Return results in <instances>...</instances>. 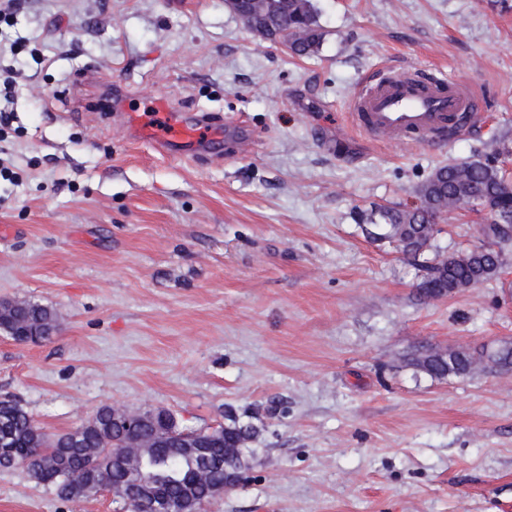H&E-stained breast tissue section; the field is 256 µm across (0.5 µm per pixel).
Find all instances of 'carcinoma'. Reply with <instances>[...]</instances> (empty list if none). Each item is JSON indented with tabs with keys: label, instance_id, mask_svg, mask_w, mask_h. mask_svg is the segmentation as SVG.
Instances as JSON below:
<instances>
[{
	"label": "carcinoma",
	"instance_id": "1",
	"mask_svg": "<svg viewBox=\"0 0 512 512\" xmlns=\"http://www.w3.org/2000/svg\"><path fill=\"white\" fill-rule=\"evenodd\" d=\"M238 9L247 16L248 27L267 39L288 43V50L303 57L319 50L322 33L317 24L315 0H239ZM476 205L494 210V218L512 222V185L499 169L489 163L469 162L445 165L435 169L419 191V204L406 209H389L381 214L388 230L384 237L392 239L402 253L417 260L430 247L439 219ZM499 235L493 226L479 225L481 245L461 254L418 264L423 271L421 290L428 297L442 296L463 288H473L493 279L502 267V259L486 248V238ZM56 321L53 308L27 301L15 311L1 332L22 343L38 342ZM482 349L469 350L450 362L437 352L423 348L412 359V365L435 378L469 374L471 361ZM109 407L99 408L93 425L83 431L49 434L39 427L24 407L10 398L0 399V434L11 436V453L0 458V468L11 469L31 463L37 467L32 477L53 486L59 497L87 499L99 493L100 486L120 485L124 472L118 460L112 459V440H120L122 430L107 419ZM223 435L199 439L213 459H222L224 440L244 435L249 441L259 436V429L243 423L233 413L226 415ZM196 464L186 457L156 458L150 469L160 483V491L177 501L192 476ZM224 482V470L210 472L209 479L195 489L194 510L213 497V488Z\"/></svg>",
	"mask_w": 512,
	"mask_h": 512
}]
</instances>
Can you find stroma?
I'll return each instance as SVG.
<instances>
[{
    "label": "stroma",
    "instance_id": "obj_1",
    "mask_svg": "<svg viewBox=\"0 0 512 512\" xmlns=\"http://www.w3.org/2000/svg\"><path fill=\"white\" fill-rule=\"evenodd\" d=\"M310 57L251 32L227 0H23L0 53V299L60 332L0 335V398L49 433L104 405L260 430L247 480L201 512H512V372L435 379L421 348L512 342V240L496 279L423 297L372 239L442 165L512 174V0H316ZM468 84L482 110L438 145L371 140L350 103L382 67ZM99 78V111L74 89ZM224 133L167 153L124 121L153 101ZM476 206L439 221L429 257L479 243ZM24 467L0 512H117ZM56 316L55 310L49 306L25 301V305L15 311L12 319L3 324L1 332L19 343L29 340L32 342L48 340L51 336H43V334L52 327ZM17 325L21 327L17 328Z\"/></svg>",
    "mask_w": 512,
    "mask_h": 512
}]
</instances>
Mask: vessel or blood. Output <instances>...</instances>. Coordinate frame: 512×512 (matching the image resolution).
Returning a JSON list of instances; mask_svg holds the SVG:
<instances>
[{"label":"vessel or blood","mask_w":512,"mask_h":512,"mask_svg":"<svg viewBox=\"0 0 512 512\" xmlns=\"http://www.w3.org/2000/svg\"><path fill=\"white\" fill-rule=\"evenodd\" d=\"M478 110L477 96L465 85L409 69L385 68L363 84L350 118L374 140L434 144L460 129ZM132 126L139 137L168 152L195 151L219 132L201 119L186 122L162 101L133 118Z\"/></svg>","instance_id":"b4317fda"}]
</instances>
